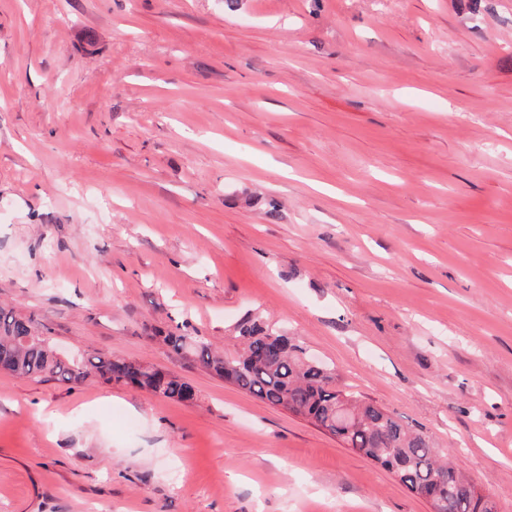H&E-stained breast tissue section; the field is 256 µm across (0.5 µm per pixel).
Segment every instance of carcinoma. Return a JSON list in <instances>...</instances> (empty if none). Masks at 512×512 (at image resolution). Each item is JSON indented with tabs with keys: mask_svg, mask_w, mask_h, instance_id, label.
<instances>
[{
	"mask_svg": "<svg viewBox=\"0 0 512 512\" xmlns=\"http://www.w3.org/2000/svg\"><path fill=\"white\" fill-rule=\"evenodd\" d=\"M164 343L190 349L199 363L224 381L262 402L300 416L336 437L359 456L388 470L395 481L419 496L436 486L439 512H497L475 497L471 483L430 437L407 426L378 404L342 389L333 369L310 356L292 337L253 321L239 327L240 347L220 352L208 341L166 334ZM0 371L17 377L79 381L90 374L177 402L196 398L184 379L135 360L58 355L48 338L28 320L0 308Z\"/></svg>",
	"mask_w": 512,
	"mask_h": 512,
	"instance_id": "cac0c4a2",
	"label": "carcinoma"
}]
</instances>
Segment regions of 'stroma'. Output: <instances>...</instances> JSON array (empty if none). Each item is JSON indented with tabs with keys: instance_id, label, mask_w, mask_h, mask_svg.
<instances>
[{
	"instance_id": "obj_1",
	"label": "stroma",
	"mask_w": 512,
	"mask_h": 512,
	"mask_svg": "<svg viewBox=\"0 0 512 512\" xmlns=\"http://www.w3.org/2000/svg\"><path fill=\"white\" fill-rule=\"evenodd\" d=\"M0 306L197 393L0 372V512H431L159 338L253 319L512 512V0H0Z\"/></svg>"
}]
</instances>
